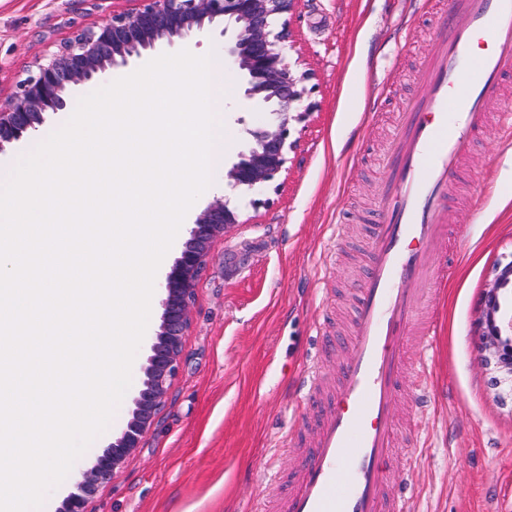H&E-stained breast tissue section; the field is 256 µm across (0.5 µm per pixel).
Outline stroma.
Wrapping results in <instances>:
<instances>
[{"label": "stroma", "mask_w": 512, "mask_h": 512, "mask_svg": "<svg viewBox=\"0 0 512 512\" xmlns=\"http://www.w3.org/2000/svg\"><path fill=\"white\" fill-rule=\"evenodd\" d=\"M134 0H0V95L76 31ZM286 23L290 61L309 74L292 124L288 170L256 191L219 183L239 214L211 254L196 293L181 368L159 424L95 498L93 512H250L274 506L303 455L289 449L320 412L296 380L322 338L341 335L367 270L377 192L393 127L420 90L436 46L432 0H302ZM226 103L225 158L264 116ZM449 223L468 227L459 265L436 300L432 348L410 340V368L431 364L432 399L413 382L396 401L418 436L411 469L393 458L408 512H512V388L482 361L480 296L512 264V139L490 125L454 184Z\"/></svg>", "instance_id": "stroma-1"}]
</instances>
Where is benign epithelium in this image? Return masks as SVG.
Instances as JSON below:
<instances>
[{
  "label": "benign epithelium",
  "mask_w": 512,
  "mask_h": 512,
  "mask_svg": "<svg viewBox=\"0 0 512 512\" xmlns=\"http://www.w3.org/2000/svg\"><path fill=\"white\" fill-rule=\"evenodd\" d=\"M132 11L113 12L101 23L76 32L35 63L36 72L19 81L12 94L0 100V154L43 124L45 115L64 112L73 90L107 78L115 70L139 67L176 44L217 32L224 38V59L244 78L246 112L270 115L269 121L247 129L248 143L224 170L236 187L256 190L275 179L287 163L291 121L305 94L308 75L288 61L286 29L276 20L292 13L299 0H139ZM239 216L223 200L210 202L197 216L190 237L165 274L161 316L150 338L141 386L131 399L128 419L110 444L88 468L75 470L59 512H92L101 485L122 468L141 446L165 406L184 355L192 324V306L210 255ZM512 276L504 268L484 297L486 313L479 323L483 362L512 377V340L502 336L494 313L499 309L498 286Z\"/></svg>",
  "instance_id": "obj_1"
}]
</instances>
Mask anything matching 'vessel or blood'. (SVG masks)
Here are the masks:
<instances>
[{
    "label": "vessel or blood",
    "mask_w": 512,
    "mask_h": 512,
    "mask_svg": "<svg viewBox=\"0 0 512 512\" xmlns=\"http://www.w3.org/2000/svg\"><path fill=\"white\" fill-rule=\"evenodd\" d=\"M437 54L424 61L425 96H411L392 133L378 192L383 219L366 254L367 275L344 342L339 382L307 440V461L278 512H405L383 467L397 434L409 339L434 341L433 306L460 256L462 230L448 221L452 187L489 125L485 99L512 77V0H445ZM480 45V64L470 52ZM450 248L431 265L428 248Z\"/></svg>",
    "instance_id": "1"
}]
</instances>
